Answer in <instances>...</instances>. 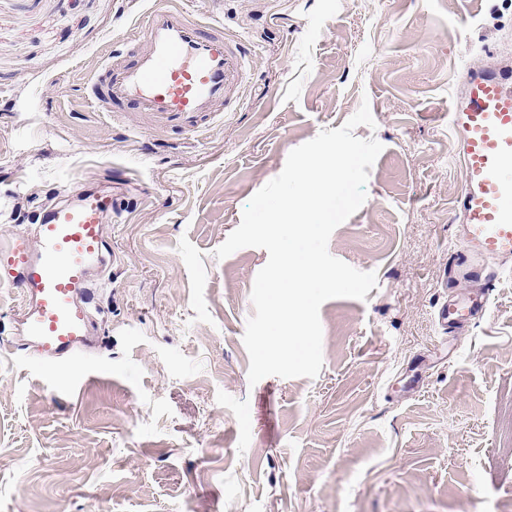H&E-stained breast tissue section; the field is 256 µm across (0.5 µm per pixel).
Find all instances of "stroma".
<instances>
[{
	"label": "stroma",
	"instance_id": "stroma-1",
	"mask_svg": "<svg viewBox=\"0 0 512 512\" xmlns=\"http://www.w3.org/2000/svg\"><path fill=\"white\" fill-rule=\"evenodd\" d=\"M249 59L241 103L196 131L93 111L86 77L154 0H0V237L66 189L115 188V262L82 366L16 351L0 285V512H512V271L441 335L463 172L448 108L467 67L512 61V0H217ZM368 102L383 146L332 256L377 275L320 308L313 378L248 380L268 253L219 259L291 150Z\"/></svg>",
	"mask_w": 512,
	"mask_h": 512
}]
</instances>
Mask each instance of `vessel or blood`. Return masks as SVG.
Returning <instances> with one entry per match:
<instances>
[{
  "mask_svg": "<svg viewBox=\"0 0 512 512\" xmlns=\"http://www.w3.org/2000/svg\"><path fill=\"white\" fill-rule=\"evenodd\" d=\"M141 49L126 64L107 61L85 82L87 99L113 117L140 113L147 129L198 128L238 95L246 50L217 20L158 0L139 20ZM464 180L453 208L459 248L441 282L445 334L480 321L503 268L512 262V64L468 67L448 114ZM111 194L88 189L56 205L33 233L0 238V283L19 288L17 351L39 366L84 360L95 343L91 288L112 263L104 226Z\"/></svg>",
  "mask_w": 512,
  "mask_h": 512,
  "instance_id": "obj_1",
  "label": "vessel or blood"
}]
</instances>
